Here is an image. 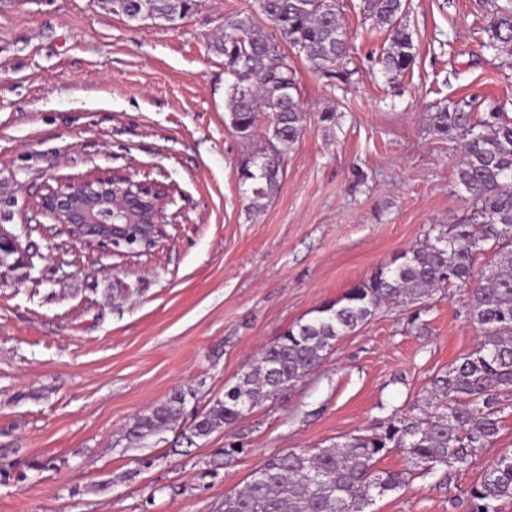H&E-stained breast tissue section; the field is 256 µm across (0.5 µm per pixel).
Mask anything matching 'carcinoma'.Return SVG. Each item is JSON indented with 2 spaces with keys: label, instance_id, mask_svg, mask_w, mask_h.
Here are the masks:
<instances>
[{
  "label": "carcinoma",
  "instance_id": "cac0c4a2",
  "mask_svg": "<svg viewBox=\"0 0 512 512\" xmlns=\"http://www.w3.org/2000/svg\"><path fill=\"white\" fill-rule=\"evenodd\" d=\"M125 17L172 22L196 0H107ZM259 16L225 23L214 47L224 54L233 77L226 90L230 125L251 140L257 114L269 117L264 147L240 164L238 182L254 207L272 199L283 177L284 155L304 132V116L294 96V70L288 50L304 55L310 68L328 73L346 64L351 37L342 23L341 0H256ZM360 12L385 32L381 65L395 78L415 63L416 48L406 27L407 0H361ZM483 47L512 56V0L495 5L484 25ZM440 137L465 140L457 184L470 195L474 216L439 224L420 245L402 250L368 279L325 303L315 315L290 327L267 346L205 412L183 428L197 439L233 426L285 387L322 363L334 343L354 331L385 304L409 306L448 286L466 292L469 319L478 331L474 350L435 377L423 416L394 417L380 429L353 435L314 452L290 450L272 455L259 474L224 495L222 512H368L376 498L405 486L418 473L449 474L472 464L493 443L502 414L512 407V119L491 112L479 121L447 106L434 115ZM491 248L492 266L479 270L475 257ZM0 267L31 277L34 263L16 249L0 246ZM187 395L180 389L138 416L127 433L142 440L184 419ZM396 451L401 470L377 464ZM470 512H500L512 502V452L497 458L468 491Z\"/></svg>",
  "mask_w": 512,
  "mask_h": 512
}]
</instances>
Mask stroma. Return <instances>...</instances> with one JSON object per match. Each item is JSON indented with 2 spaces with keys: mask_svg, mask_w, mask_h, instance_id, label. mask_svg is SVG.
<instances>
[{
  "mask_svg": "<svg viewBox=\"0 0 512 512\" xmlns=\"http://www.w3.org/2000/svg\"><path fill=\"white\" fill-rule=\"evenodd\" d=\"M357 2L342 0L350 64L326 74L291 57L305 129L256 209L237 171L266 128L247 142L230 126L231 77L211 48L255 0H199L171 23L101 0H0V227L38 252L30 278L0 268V512H221L271 455L415 411L475 347L451 287L422 303L424 335L409 309L383 308L229 430L192 446L175 428L125 438L174 389L205 410L297 321L469 215L463 142L432 122L446 104L512 117V57L483 46L495 0H409L418 53L394 79L379 64L386 35ZM114 170L177 186L159 249L91 263L24 236L29 201L55 177ZM510 450L512 408L471 466L414 475L375 512H467V490Z\"/></svg>",
  "mask_w": 512,
  "mask_h": 512,
  "instance_id": "1",
  "label": "stroma"
}]
</instances>
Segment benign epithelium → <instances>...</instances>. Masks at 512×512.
Segmentation results:
<instances>
[{
    "label": "benign epithelium",
    "instance_id": "1",
    "mask_svg": "<svg viewBox=\"0 0 512 512\" xmlns=\"http://www.w3.org/2000/svg\"><path fill=\"white\" fill-rule=\"evenodd\" d=\"M170 186L114 171L57 180L34 206L88 258L149 254L169 237Z\"/></svg>",
    "mask_w": 512,
    "mask_h": 512
}]
</instances>
